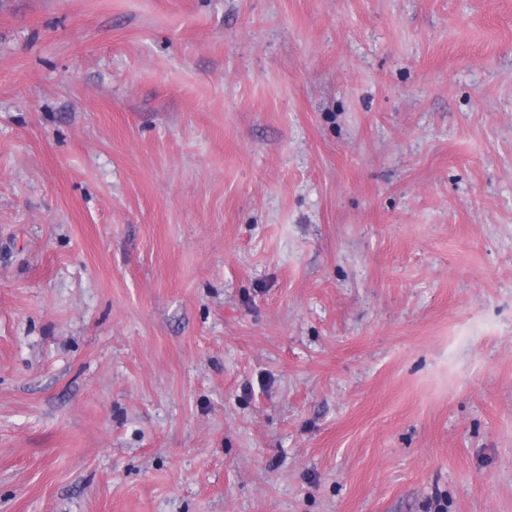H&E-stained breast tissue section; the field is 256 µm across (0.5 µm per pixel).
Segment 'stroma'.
<instances>
[{"instance_id":"obj_1","label":"stroma","mask_w":512,"mask_h":512,"mask_svg":"<svg viewBox=\"0 0 512 512\" xmlns=\"http://www.w3.org/2000/svg\"><path fill=\"white\" fill-rule=\"evenodd\" d=\"M0 512H512V0H0Z\"/></svg>"}]
</instances>
